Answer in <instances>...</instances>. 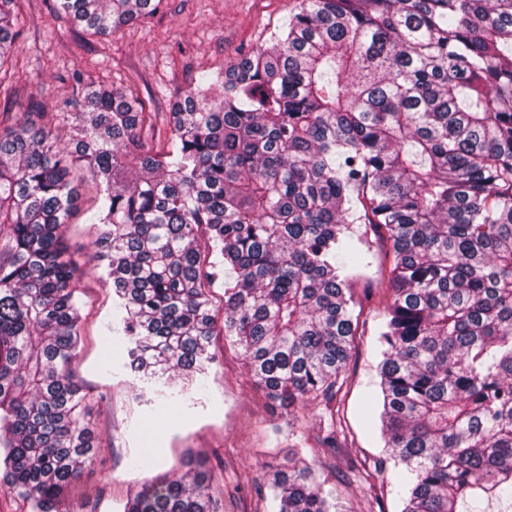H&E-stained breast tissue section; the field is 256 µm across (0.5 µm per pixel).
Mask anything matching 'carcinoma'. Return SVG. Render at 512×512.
<instances>
[{"label": "carcinoma", "mask_w": 512, "mask_h": 512, "mask_svg": "<svg viewBox=\"0 0 512 512\" xmlns=\"http://www.w3.org/2000/svg\"><path fill=\"white\" fill-rule=\"evenodd\" d=\"M19 2L0 0V69ZM161 4L54 0L101 36ZM72 80L75 137L0 126L1 488L57 512L95 452L68 371L80 164L99 188L90 261L112 283L114 350L161 407L222 334L271 402L323 403L336 441L364 261L349 225L383 228L378 466H403L402 512H512V0H300L267 45L174 101L155 150L144 101ZM210 480L156 479L125 512H220ZM269 487L277 512L336 508L307 465Z\"/></svg>", "instance_id": "cac0c4a2"}]
</instances>
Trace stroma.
<instances>
[{
	"instance_id": "obj_1",
	"label": "stroma",
	"mask_w": 512,
	"mask_h": 512,
	"mask_svg": "<svg viewBox=\"0 0 512 512\" xmlns=\"http://www.w3.org/2000/svg\"><path fill=\"white\" fill-rule=\"evenodd\" d=\"M297 6L298 0H163L157 14L101 37L57 15L53 0H23L14 75L0 89V122L27 115L61 139L70 138L72 128L56 124L54 117L71 96L68 76L77 71L85 84L135 93L156 124H164L172 103L202 74L224 71L264 45ZM73 177L79 202L65 227L64 245L81 265L73 288L82 320L71 373L92 407L99 448L59 512H123L145 484L182 474L190 459L213 473L211 492L221 512H271L266 474L270 467L295 463L313 469L335 495L338 512H367L370 485L382 512H401L398 467L374 469L384 455L374 400L383 350L379 332L392 295L385 232L367 224L353 227L368 265L353 283L358 318L339 396L346 437L327 449L318 426L323 405L273 406L254 384L240 348L223 336L212 340L215 358L206 374L163 415L146 403L139 379L117 365L102 369L122 327L104 270L87 261L97 235L92 222L97 188L84 169ZM147 442L157 450L155 461L132 468L131 458Z\"/></svg>"
}]
</instances>
